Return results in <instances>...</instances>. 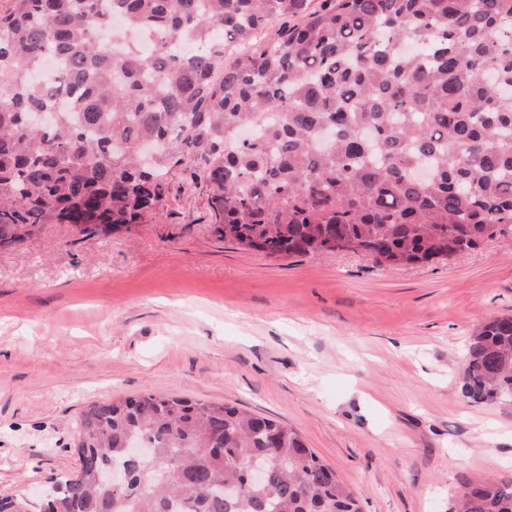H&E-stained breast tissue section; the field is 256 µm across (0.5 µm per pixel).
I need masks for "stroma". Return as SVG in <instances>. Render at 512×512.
Returning a JSON list of instances; mask_svg holds the SVG:
<instances>
[{
	"instance_id": "1",
	"label": "stroma",
	"mask_w": 512,
	"mask_h": 512,
	"mask_svg": "<svg viewBox=\"0 0 512 512\" xmlns=\"http://www.w3.org/2000/svg\"><path fill=\"white\" fill-rule=\"evenodd\" d=\"M512 315V226L446 259L271 257L173 191L103 235L41 225L0 247V496L39 512L74 474L88 404L146 392L231 403L295 429L361 512H447L464 477L512 468V411L473 404L470 329Z\"/></svg>"
}]
</instances>
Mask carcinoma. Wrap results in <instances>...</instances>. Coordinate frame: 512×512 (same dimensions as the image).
<instances>
[{
  "mask_svg": "<svg viewBox=\"0 0 512 512\" xmlns=\"http://www.w3.org/2000/svg\"><path fill=\"white\" fill-rule=\"evenodd\" d=\"M121 17L157 35L109 44ZM278 25L276 38L257 35ZM190 42L191 52L172 45ZM64 76L39 82L49 56ZM34 112H54L34 126ZM181 168L216 232L269 256L360 242L379 267L448 258L512 224V0H11L0 11V246L41 224H144ZM461 392L512 408V317L475 327ZM80 475L48 512H360L294 429L147 392L79 419ZM147 442L144 461L130 444ZM265 470L249 481L246 464ZM123 469L127 486L97 482ZM240 490L234 499L224 487ZM448 512H512V475Z\"/></svg>",
  "mask_w": 512,
  "mask_h": 512,
  "instance_id": "carcinoma-1",
  "label": "carcinoma"
}]
</instances>
